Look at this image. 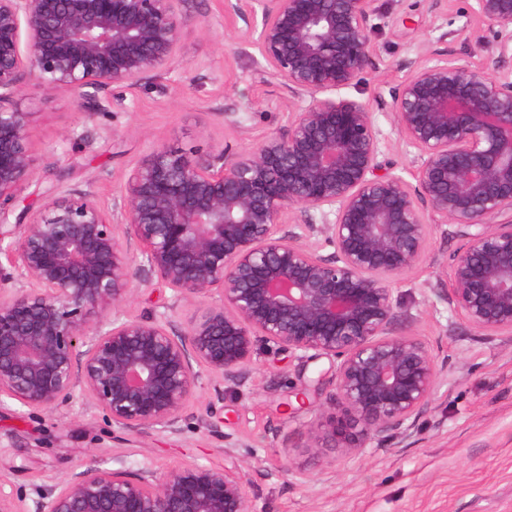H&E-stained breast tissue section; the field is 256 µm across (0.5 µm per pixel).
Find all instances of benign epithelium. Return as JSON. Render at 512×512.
<instances>
[{"mask_svg": "<svg viewBox=\"0 0 512 512\" xmlns=\"http://www.w3.org/2000/svg\"><path fill=\"white\" fill-rule=\"evenodd\" d=\"M183 2L0 0V398L52 413L79 393L120 431L177 433L201 374L219 395L266 348L330 362L331 416L311 436L338 457L410 438L448 381V358L397 331L418 317L393 285L435 230L450 224L464 244L449 287L433 292L480 335L512 339V0H465L459 26L421 45L405 78L382 82L416 153L411 182L386 160L368 107L342 95L375 69L376 0H258L261 24L239 38L287 92L286 129L204 158L157 146L110 208L62 191L14 213L32 177L28 113L4 103L26 80L95 101L168 72ZM485 28L483 63L448 52ZM146 277L173 292L159 317L125 312ZM213 294L178 327L179 306ZM224 440L222 467L103 469L90 457L36 510L254 512ZM310 452L317 467L336 465L318 444ZM0 512H26L2 481Z\"/></svg>", "mask_w": 512, "mask_h": 512, "instance_id": "benign-epithelium-1", "label": "benign epithelium"}]
</instances>
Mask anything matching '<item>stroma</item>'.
Instances as JSON below:
<instances>
[{"label":"stroma","instance_id":"obj_1","mask_svg":"<svg viewBox=\"0 0 512 512\" xmlns=\"http://www.w3.org/2000/svg\"><path fill=\"white\" fill-rule=\"evenodd\" d=\"M240 7L242 16L228 19L224 0H185L189 24L171 70L126 90L122 104L113 103L108 91L86 102L68 91L24 84L11 104L29 115L34 173L18 190L17 206H40L62 189L92 192L108 206L119 194L121 175L154 146L203 157L287 126L284 90L266 76L257 49L235 37L246 23H260L261 13L252 0H241ZM376 7V68L347 94L373 112L391 141L390 159L406 176L415 153L400 142L379 98L380 84L408 73L419 46L449 29L458 5L376 0ZM220 19L226 22L223 36L202 32V24ZM234 112L242 128L230 126ZM461 244L459 237L435 234L429 256L395 285L396 294L419 304L415 333L449 366L447 383L405 444L392 439L338 459L335 469H316L308 431L335 392L334 371L324 358L302 362L264 349L245 378L225 382L222 422L214 431L204 422L214 397L204 376L177 434L145 429L115 437L111 424L79 395L52 414L2 400L0 479L34 512L40 491L79 473L89 456L106 468L120 458L134 470L162 472L186 460L220 467L229 436L249 466L256 512H512V340L482 339L433 292ZM317 377L323 383L309 394L312 407L301 409L296 392Z\"/></svg>","mask_w":512,"mask_h":512}]
</instances>
